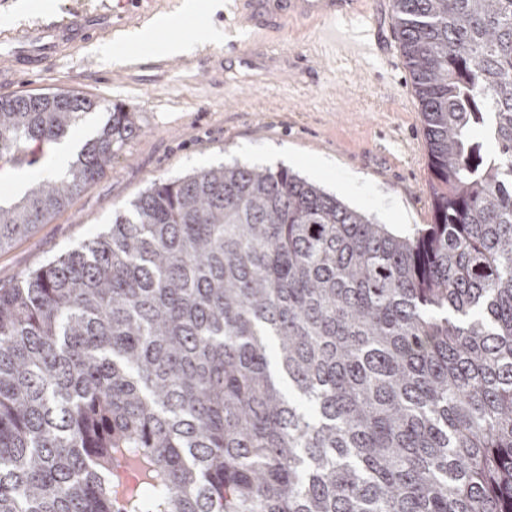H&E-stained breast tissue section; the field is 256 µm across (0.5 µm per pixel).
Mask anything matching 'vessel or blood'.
<instances>
[{"instance_id": "b4317fda", "label": "vessel or blood", "mask_w": 512, "mask_h": 512, "mask_svg": "<svg viewBox=\"0 0 512 512\" xmlns=\"http://www.w3.org/2000/svg\"><path fill=\"white\" fill-rule=\"evenodd\" d=\"M238 13L252 26H270L275 15L288 13L308 21L334 20L323 29L331 40L349 39L366 46L376 39L375 17L365 0H238ZM101 12L71 10L51 20L36 21L27 29H0V45L8 48L10 67L47 71L66 53L80 51L93 30L102 28Z\"/></svg>"}]
</instances>
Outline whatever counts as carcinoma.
Masks as SVG:
<instances>
[{
	"instance_id": "carcinoma-1",
	"label": "carcinoma",
	"mask_w": 512,
	"mask_h": 512,
	"mask_svg": "<svg viewBox=\"0 0 512 512\" xmlns=\"http://www.w3.org/2000/svg\"><path fill=\"white\" fill-rule=\"evenodd\" d=\"M393 10L433 222L396 233L285 166L153 181L0 288V512H512V0ZM96 109L0 98V168ZM109 112L0 203V249L122 152L134 113Z\"/></svg>"
}]
</instances>
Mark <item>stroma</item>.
Segmentation results:
<instances>
[{"mask_svg": "<svg viewBox=\"0 0 512 512\" xmlns=\"http://www.w3.org/2000/svg\"><path fill=\"white\" fill-rule=\"evenodd\" d=\"M384 29L382 52L360 62L321 43L310 22L251 29L239 54L229 9L187 22L181 37L196 51L172 55L175 34L160 32L151 49L95 35L84 51L22 82L25 92L76 90L97 100L63 141L33 164L0 171V200L28 183L60 175L75 149L106 119V107L134 114L136 131L103 174L48 223L0 251V287L106 231L115 211L152 181L232 160L285 165L351 207L402 232L433 221L422 117L397 38L392 0H375ZM224 32L209 40L211 28ZM135 55L140 67L118 65ZM322 162L324 172L310 169Z\"/></svg>", "mask_w": 512, "mask_h": 512, "instance_id": "obj_1", "label": "stroma"}]
</instances>
